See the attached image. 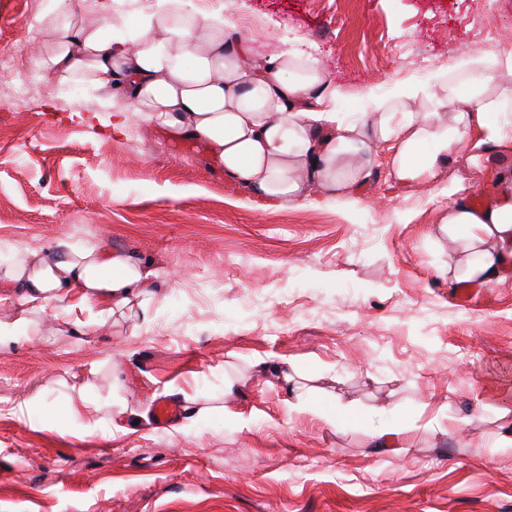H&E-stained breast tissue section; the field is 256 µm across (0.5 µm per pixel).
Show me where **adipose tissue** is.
Here are the masks:
<instances>
[{
  "instance_id": "ef3b65f1",
  "label": "adipose tissue",
  "mask_w": 512,
  "mask_h": 512,
  "mask_svg": "<svg viewBox=\"0 0 512 512\" xmlns=\"http://www.w3.org/2000/svg\"><path fill=\"white\" fill-rule=\"evenodd\" d=\"M173 0H159L130 37L74 18L54 24L35 65L59 80L88 79L112 109V128L138 116L172 138L198 142L224 178L280 205L308 201L314 189L347 194L371 175L377 145L392 150L396 180L430 176L433 166L471 129L502 142L512 125V49L453 58L431 85L406 84L373 98L371 113L345 121L339 89L310 55L280 50L252 63L247 39L231 36L222 15L178 24ZM421 101V110L410 109ZM439 229L461 259L456 281L476 288L501 279L512 266V180L496 202L475 211L449 206ZM158 273L132 254L79 246L53 260L18 255L0 268V288L12 290L26 316L0 320V350L33 337L30 317L64 305L66 311L103 303L97 318L132 317L154 296Z\"/></svg>"
}]
</instances>
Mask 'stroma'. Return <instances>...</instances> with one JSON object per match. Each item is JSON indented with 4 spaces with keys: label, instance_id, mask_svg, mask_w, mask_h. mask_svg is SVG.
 <instances>
[{
    "label": "stroma",
    "instance_id": "obj_1",
    "mask_svg": "<svg viewBox=\"0 0 512 512\" xmlns=\"http://www.w3.org/2000/svg\"><path fill=\"white\" fill-rule=\"evenodd\" d=\"M57 21L132 28L134 0H0V59L23 58ZM223 12L256 58L313 54L347 120L398 83H428L452 55L512 49V0H182ZM27 102L0 79V259L72 246L135 253L159 271L147 314L75 338L38 320L0 350V512H512V275L457 301L450 204L488 203L512 145L470 132L411 183L376 150L348 195L280 207L206 167L202 145L130 118L122 132L89 82L36 71ZM275 363L314 393L289 410ZM84 393L77 436L62 415ZM178 401L157 425L153 405ZM354 405L330 426L320 410ZM398 427L404 448L368 436Z\"/></svg>",
    "mask_w": 512,
    "mask_h": 512
}]
</instances>
